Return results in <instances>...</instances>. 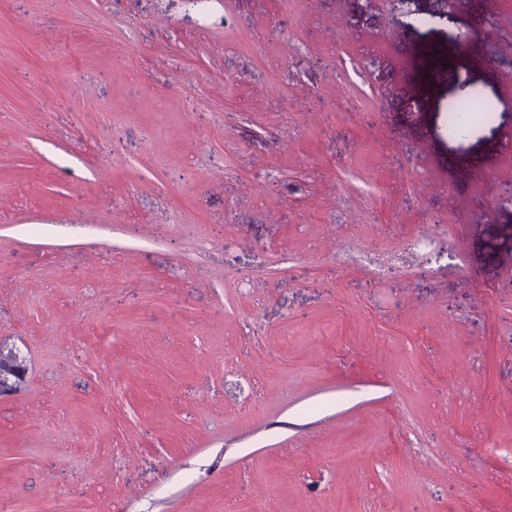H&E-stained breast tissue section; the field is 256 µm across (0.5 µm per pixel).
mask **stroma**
<instances>
[{
	"label": "stroma",
	"mask_w": 512,
	"mask_h": 512,
	"mask_svg": "<svg viewBox=\"0 0 512 512\" xmlns=\"http://www.w3.org/2000/svg\"><path fill=\"white\" fill-rule=\"evenodd\" d=\"M511 187L512 0H0V500L512 512ZM9 352V357L12 360L10 364L0 368V395L6 396L18 392L25 380L26 365L23 359L12 351Z\"/></svg>",
	"instance_id": "1"
}]
</instances>
